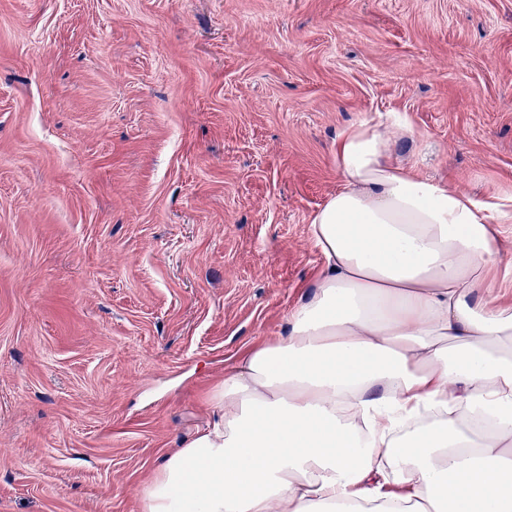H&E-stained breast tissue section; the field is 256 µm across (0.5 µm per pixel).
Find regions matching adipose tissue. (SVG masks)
<instances>
[{"label": "adipose tissue", "instance_id": "obj_1", "mask_svg": "<svg viewBox=\"0 0 512 512\" xmlns=\"http://www.w3.org/2000/svg\"><path fill=\"white\" fill-rule=\"evenodd\" d=\"M397 113L336 139L322 263L250 346L140 512H512V287L500 205L391 154Z\"/></svg>", "mask_w": 512, "mask_h": 512}]
</instances>
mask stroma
I'll list each match as a JSON object with an SVG mask.
<instances>
[{
  "instance_id": "1",
  "label": "stroma",
  "mask_w": 512,
  "mask_h": 512,
  "mask_svg": "<svg viewBox=\"0 0 512 512\" xmlns=\"http://www.w3.org/2000/svg\"><path fill=\"white\" fill-rule=\"evenodd\" d=\"M388 112L512 196V0H0V512H139Z\"/></svg>"
}]
</instances>
